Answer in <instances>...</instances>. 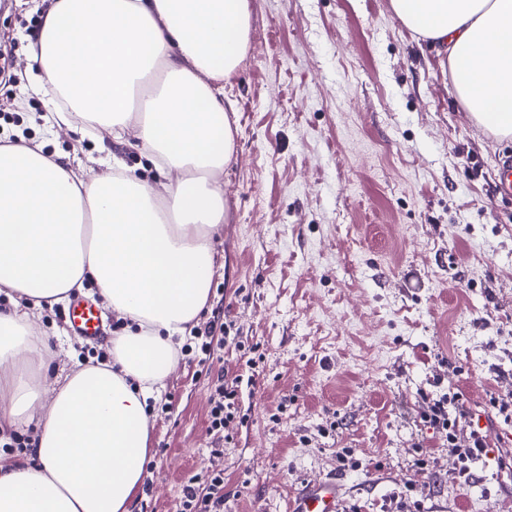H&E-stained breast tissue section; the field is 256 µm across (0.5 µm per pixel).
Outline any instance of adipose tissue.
I'll list each match as a JSON object with an SVG mask.
<instances>
[{"mask_svg": "<svg viewBox=\"0 0 512 512\" xmlns=\"http://www.w3.org/2000/svg\"><path fill=\"white\" fill-rule=\"evenodd\" d=\"M447 51L477 123L512 135V0H391ZM249 0H53L29 45L46 133L123 139L156 180L95 157L86 175L28 140L0 146V433L34 428L32 459L0 453V512H129L151 458L152 402L205 310L219 180L235 148L224 81L248 52ZM94 285L131 329L108 360L41 380L56 357L34 310Z\"/></svg>", "mask_w": 512, "mask_h": 512, "instance_id": "1", "label": "adipose tissue"}]
</instances>
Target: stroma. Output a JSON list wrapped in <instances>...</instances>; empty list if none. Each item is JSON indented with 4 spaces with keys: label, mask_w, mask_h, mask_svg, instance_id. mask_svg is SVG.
Returning <instances> with one entry per match:
<instances>
[{
    "label": "stroma",
    "mask_w": 512,
    "mask_h": 512,
    "mask_svg": "<svg viewBox=\"0 0 512 512\" xmlns=\"http://www.w3.org/2000/svg\"><path fill=\"white\" fill-rule=\"evenodd\" d=\"M41 11L0 0V137L26 132L85 161L98 142L42 136L25 56ZM236 148L221 179L226 220L202 332L213 358L180 356L153 411L152 459L130 512H178L190 478L224 476V512H291L333 478L341 512H512V199L497 190L512 137L478 126L444 58L390 0H250V42L224 84ZM66 305L35 311L64 348L53 370L106 360ZM234 418L209 430L211 383ZM454 394L457 445L487 435L461 484L426 415Z\"/></svg>",
    "instance_id": "35a3bbf8"
}]
</instances>
